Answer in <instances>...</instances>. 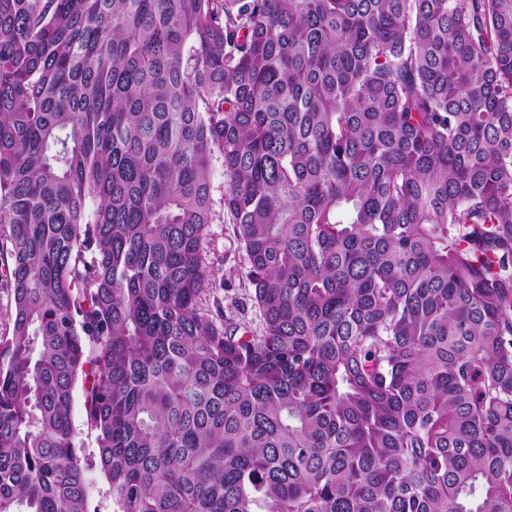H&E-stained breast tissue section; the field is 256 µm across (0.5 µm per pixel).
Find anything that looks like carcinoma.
<instances>
[{"mask_svg":"<svg viewBox=\"0 0 512 512\" xmlns=\"http://www.w3.org/2000/svg\"><path fill=\"white\" fill-rule=\"evenodd\" d=\"M0 261V512H512V0H0ZM211 233L209 262L215 277L224 280V288L216 292L224 308V321L230 319L238 326L259 332L260 318L247 278L245 254L237 242L233 217L224 211V223L211 225ZM74 426L76 430V445L83 448V454L91 458L93 462L97 460V445L94 434L91 433L85 424V414L83 409V395L81 387L78 386L75 391V407H74ZM90 482V512H113L112 498L108 494V486L97 466L87 472Z\"/></svg>","mask_w":512,"mask_h":512,"instance_id":"cac0c4a2","label":"carcinoma"}]
</instances>
